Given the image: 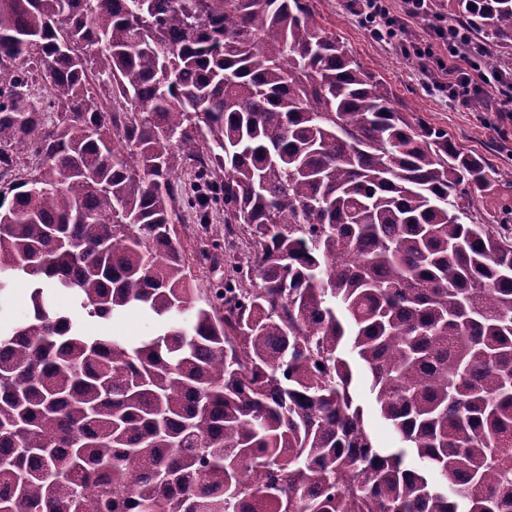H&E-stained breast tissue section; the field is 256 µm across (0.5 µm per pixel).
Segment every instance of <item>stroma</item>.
I'll return each mask as SVG.
<instances>
[{"mask_svg":"<svg viewBox=\"0 0 512 512\" xmlns=\"http://www.w3.org/2000/svg\"><path fill=\"white\" fill-rule=\"evenodd\" d=\"M315 8L323 26L339 35L362 65L385 81L399 109L448 130L462 148L483 156L503 178L512 179V112L468 109L430 94L424 87L416 58L402 54L395 45L376 40L346 0H315ZM223 218V211H213L212 235L208 238L197 234L191 215H184L177 227L181 248L190 265L194 295L200 299L224 279L223 266L197 258L199 249L210 248L212 238L223 237Z\"/></svg>","mask_w":512,"mask_h":512,"instance_id":"obj_1","label":"stroma"}]
</instances>
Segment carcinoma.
Here are the masks:
<instances>
[{
	"label": "carcinoma",
	"instance_id": "1",
	"mask_svg": "<svg viewBox=\"0 0 512 512\" xmlns=\"http://www.w3.org/2000/svg\"><path fill=\"white\" fill-rule=\"evenodd\" d=\"M448 15L512 72V0ZM2 180L0 512H512V192L483 223L496 170L313 0H0ZM218 204L200 304L174 220ZM2 307L13 319H24L31 311L29 289L22 281L15 282L6 294L1 296ZM85 328L90 334L108 333L126 336L132 338L138 336L146 329V324L138 313H129L120 320L109 321L108 325L102 326L97 321L88 320L85 322ZM358 400L364 410V418L374 440L378 446L391 443L393 433L390 426L381 419L375 409L374 396L369 392L368 385L362 380L358 383Z\"/></svg>",
	"mask_w": 512,
	"mask_h": 512
}]
</instances>
